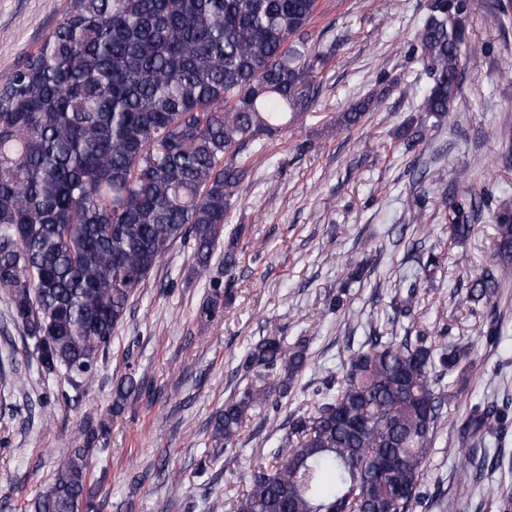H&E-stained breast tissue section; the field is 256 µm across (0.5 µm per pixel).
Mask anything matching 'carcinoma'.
<instances>
[{"instance_id":"1","label":"carcinoma","mask_w":512,"mask_h":512,"mask_svg":"<svg viewBox=\"0 0 512 512\" xmlns=\"http://www.w3.org/2000/svg\"><path fill=\"white\" fill-rule=\"evenodd\" d=\"M317 9L318 0H71L0 87V291L43 376L75 388L92 382L131 300L178 240L193 238L197 273L211 288L202 312L216 304L221 281L210 263L245 174L238 156L311 104ZM470 12L471 0H427L417 43L429 82L419 124L401 131L409 143L459 96ZM371 107L368 99L338 113L336 128L357 126ZM488 203L471 191L444 204L450 237L468 239ZM494 219L497 261L469 283L476 304H491L512 275V211ZM415 303L411 285L395 311L408 317ZM467 356L375 330L341 377L322 381L316 401L281 423L279 399L308 367V347L268 326L240 366L275 376L276 387H249L212 418L218 450L255 407L277 435L247 472L238 512H415L444 405L456 396L443 379ZM17 375L15 348L0 350V387ZM141 390L129 375L117 397ZM508 410L475 407L461 439L499 432ZM103 431L85 427L35 512L93 508L89 460L102 452ZM460 471L474 484L481 466L464 454Z\"/></svg>"}]
</instances>
